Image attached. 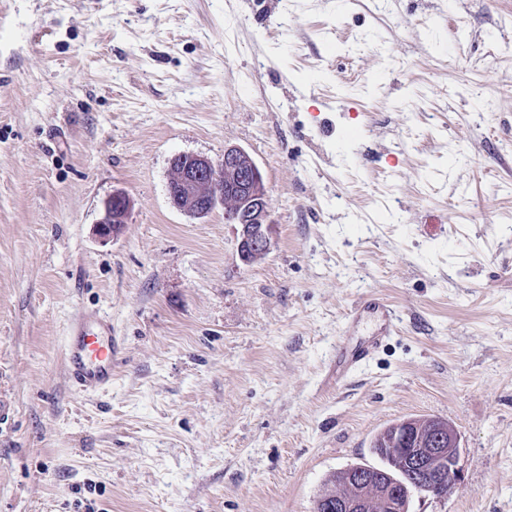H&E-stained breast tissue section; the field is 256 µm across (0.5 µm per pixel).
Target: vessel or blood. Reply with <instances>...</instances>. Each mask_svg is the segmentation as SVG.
Returning <instances> with one entry per match:
<instances>
[{
  "instance_id": "b4317fda",
  "label": "vessel or blood",
  "mask_w": 512,
  "mask_h": 512,
  "mask_svg": "<svg viewBox=\"0 0 512 512\" xmlns=\"http://www.w3.org/2000/svg\"><path fill=\"white\" fill-rule=\"evenodd\" d=\"M397 322V312L387 298L375 292L361 295L346 315L336 362L326 380L359 370L394 335ZM114 353L111 319L93 309L79 310L70 320L64 352L70 384L85 393L111 386Z\"/></svg>"
}]
</instances>
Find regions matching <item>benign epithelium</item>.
<instances>
[{
	"label": "benign epithelium",
	"instance_id": "1",
	"mask_svg": "<svg viewBox=\"0 0 512 512\" xmlns=\"http://www.w3.org/2000/svg\"><path fill=\"white\" fill-rule=\"evenodd\" d=\"M168 196L171 205L186 214L204 215L218 204L234 212L237 251L243 263L270 250L273 223L267 188L256 162L241 149H225L219 161L193 153L175 156L171 161ZM129 209L126 195L113 194L104 203V216L96 226L97 236L103 241L117 237ZM409 434L413 435V447L392 450L396 465L416 471L434 470L440 465L448 469L446 480L453 483L458 474L456 428L450 424L446 436H425L416 425L404 420L394 438ZM329 499L335 504L333 512H371L379 500L387 504L390 512H408L409 498L394 490L389 474L380 470L351 474L346 487L331 493Z\"/></svg>",
	"mask_w": 512,
	"mask_h": 512
}]
</instances>
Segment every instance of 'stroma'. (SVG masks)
I'll use <instances>...</instances> for the list:
<instances>
[{
  "mask_svg": "<svg viewBox=\"0 0 512 512\" xmlns=\"http://www.w3.org/2000/svg\"><path fill=\"white\" fill-rule=\"evenodd\" d=\"M231 146L274 224L248 265L167 198ZM370 291L398 332L325 383ZM83 308L121 346L95 395ZM0 394V512H313L408 416L461 436L410 512H512V0H0ZM130 200L123 193H115L104 203V216L96 226V234L102 241L114 239L125 224ZM115 348L112 320L97 310H79L70 320L64 352L70 384L85 393L111 386Z\"/></svg>",
  "mask_w": 512,
  "mask_h": 512,
  "instance_id": "stroma-1",
  "label": "stroma"
}]
</instances>
